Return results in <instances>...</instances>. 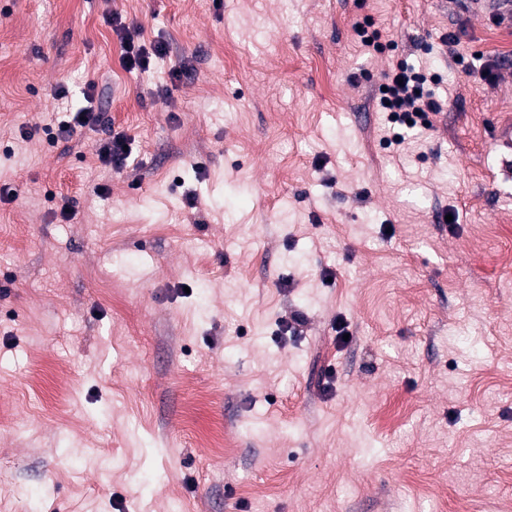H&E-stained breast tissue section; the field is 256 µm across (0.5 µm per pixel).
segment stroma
<instances>
[{
	"label": "stroma",
	"instance_id": "35a3bbf8",
	"mask_svg": "<svg viewBox=\"0 0 512 512\" xmlns=\"http://www.w3.org/2000/svg\"><path fill=\"white\" fill-rule=\"evenodd\" d=\"M114 11L168 56L126 70ZM401 61L443 110L389 148ZM90 85L128 167L46 140ZM506 133L466 0H0V512L512 501Z\"/></svg>",
	"mask_w": 512,
	"mask_h": 512
}]
</instances>
